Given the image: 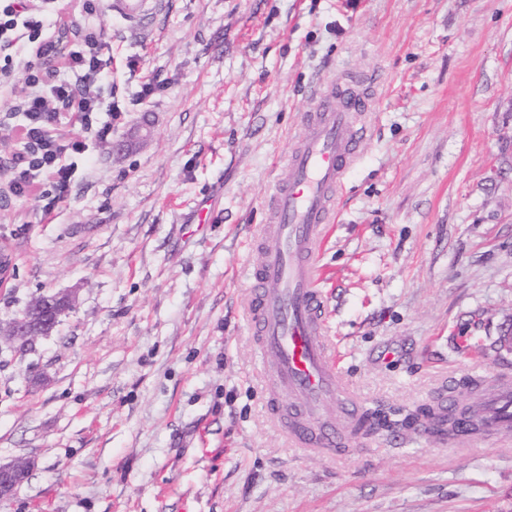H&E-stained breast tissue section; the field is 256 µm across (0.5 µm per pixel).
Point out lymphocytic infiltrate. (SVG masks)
<instances>
[{"mask_svg":"<svg viewBox=\"0 0 512 512\" xmlns=\"http://www.w3.org/2000/svg\"><path fill=\"white\" fill-rule=\"evenodd\" d=\"M52 20L49 11L29 13L23 0H0V57L23 70L29 88L20 104L25 136L40 147L35 157L22 161L14 189L22 194L45 181L51 185L55 200L62 201L71 195L74 186L69 157L83 151L84 143L62 139L49 129L52 106L79 113L86 133L101 139L110 134L112 127L96 124V114L116 113L120 107L118 100L105 96L109 73L102 58L103 45L96 34H88L83 44L62 61L57 73H43L31 62L32 51L50 52V43L36 49L31 43Z\"/></svg>","mask_w":512,"mask_h":512,"instance_id":"1","label":"lymphocytic infiltrate"}]
</instances>
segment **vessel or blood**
<instances>
[{
  "instance_id": "1",
  "label": "vessel or blood",
  "mask_w": 512,
  "mask_h": 512,
  "mask_svg": "<svg viewBox=\"0 0 512 512\" xmlns=\"http://www.w3.org/2000/svg\"><path fill=\"white\" fill-rule=\"evenodd\" d=\"M372 100L361 80L319 84L301 134L286 158V174L266 201L268 224L254 249L245 289L247 318L263 360L275 375L266 404L300 448L331 457L355 441L361 406L336 369L322 322L323 298L314 286L324 227L336 216V196L368 138L363 121ZM340 413L337 427L329 411ZM437 414L449 442L477 432L512 433V373L496 375L494 389L475 411L442 398Z\"/></svg>"
}]
</instances>
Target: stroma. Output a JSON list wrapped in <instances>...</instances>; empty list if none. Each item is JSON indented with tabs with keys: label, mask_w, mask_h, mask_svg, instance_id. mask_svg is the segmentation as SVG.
<instances>
[{
	"label": "stroma",
	"mask_w": 512,
	"mask_h": 512,
	"mask_svg": "<svg viewBox=\"0 0 512 512\" xmlns=\"http://www.w3.org/2000/svg\"><path fill=\"white\" fill-rule=\"evenodd\" d=\"M112 2L58 17L91 10L110 45V135L59 113L86 143L71 196L0 210V325L74 298L31 350L0 341V461L32 462L0 512H512V436L446 446L401 424L512 369V0H147L138 21ZM371 73L316 287L340 376L391 424L330 459L267 409L248 245L314 82ZM26 92L0 68L10 163ZM144 123L149 142L113 153Z\"/></svg>",
	"instance_id": "35a3bbf8"
}]
</instances>
